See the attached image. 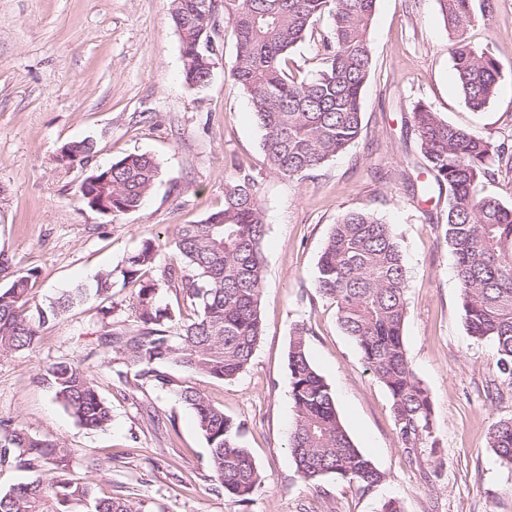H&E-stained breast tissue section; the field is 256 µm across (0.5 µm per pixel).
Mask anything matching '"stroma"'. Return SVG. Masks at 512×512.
Listing matches in <instances>:
<instances>
[{
    "instance_id": "obj_1",
    "label": "stroma",
    "mask_w": 512,
    "mask_h": 512,
    "mask_svg": "<svg viewBox=\"0 0 512 512\" xmlns=\"http://www.w3.org/2000/svg\"><path fill=\"white\" fill-rule=\"evenodd\" d=\"M473 6L470 41L502 64L484 109H470L458 89L438 0H378L363 136L308 177L288 180L267 168L263 131L231 75L233 38L197 89L182 77L170 0H0V254L11 274L37 271L36 301L120 266L148 239L157 266L170 263L176 225L221 209L240 167L259 182L267 224L263 335L237 379L173 367V384L162 389L125 372L101 339L134 329L132 283L75 305L34 350L0 356V421L70 448L74 477L102 496H132L145 512H379L389 498L404 512H512V469L487 443L492 425L512 417V381L498 372L494 345L470 336L462 320L455 256L436 222L447 199L420 198L423 159L411 121L421 100L512 148V0ZM86 138L96 143V167L131 153L159 162L161 177L137 211L112 217L81 202L86 172L63 162L61 148ZM351 210L391 225L406 269L405 348L436 421L414 458L402 450L387 391L315 288L324 244ZM301 325L343 425L385 475L371 490L333 475L311 484L296 471L288 348ZM60 361L80 365L110 404L105 430L84 429L55 400L43 376ZM187 385L245 425L262 475L247 506L211 477L208 445L180 397Z\"/></svg>"
}]
</instances>
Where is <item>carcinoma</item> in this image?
Wrapping results in <instances>:
<instances>
[{"label": "carcinoma", "instance_id": "cac0c4a2", "mask_svg": "<svg viewBox=\"0 0 512 512\" xmlns=\"http://www.w3.org/2000/svg\"><path fill=\"white\" fill-rule=\"evenodd\" d=\"M209 0H173L171 19L180 37L185 82L206 87L223 53L216 26L205 22ZM377 0H224L233 16L236 46L232 76L249 95L264 132L268 169L301 179L345 152L362 135V92L372 70L370 26ZM451 32V55L465 103L483 109L498 93L502 65L468 41L475 19L473 0H439ZM330 29L320 37L322 66L297 76L289 54L313 37L323 17ZM413 128L424 168L448 193L443 214L445 239L456 257L462 316L471 336L496 347L498 371L512 379V207L484 195L479 185L492 166L512 161L505 143L490 134L448 123L423 101L412 107ZM67 163L90 162L94 142L61 149ZM106 180L98 188L80 184L81 202L92 210L112 200V215L139 209L153 190L160 168L147 154H129L92 171ZM266 232L258 180L248 172L227 182L224 206L197 224H180L173 236L174 259L150 275L157 246L151 240L124 258L122 285L139 283L133 311L136 328L106 337L112 351L135 368L136 377L164 388L163 371L177 366L199 377L232 381L244 372L262 336L261 293L265 280L262 241ZM113 270L61 293L47 304L34 301L37 273L29 271L0 285V355L33 349L43 329L75 304L107 299ZM315 286L336 306L341 329L387 390L394 424L407 456L432 437V404L408 359L404 344L407 283L394 233L375 214L353 210L335 224L317 263ZM182 295L192 313L179 318L162 304L163 291ZM176 332H171L172 325ZM310 330L298 327L288 350L295 421L289 448L300 477L311 483L334 474L368 490L385 480L352 441L336 410L328 383L308 351ZM45 381L56 399L87 430H103L112 409L80 366L58 362ZM210 450V467L224 495L238 504L252 501L262 476L244 446V425L214 406L192 386L181 390ZM0 465L17 463L27 478L0 491V512H139L128 498L100 496L70 474L68 450L24 428L5 425ZM488 446L512 466V418L488 432Z\"/></svg>", "mask_w": 512, "mask_h": 512}]
</instances>
